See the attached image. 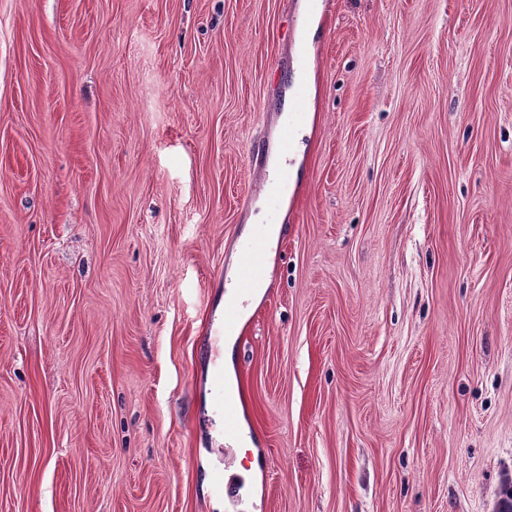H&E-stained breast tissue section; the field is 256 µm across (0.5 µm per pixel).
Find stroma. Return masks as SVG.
Masks as SVG:
<instances>
[{"label": "stroma", "mask_w": 512, "mask_h": 512, "mask_svg": "<svg viewBox=\"0 0 512 512\" xmlns=\"http://www.w3.org/2000/svg\"><path fill=\"white\" fill-rule=\"evenodd\" d=\"M507 469L512 0H0V512H492Z\"/></svg>", "instance_id": "stroma-1"}]
</instances>
